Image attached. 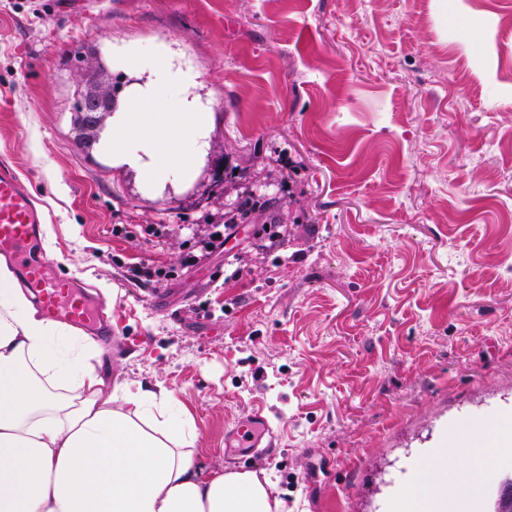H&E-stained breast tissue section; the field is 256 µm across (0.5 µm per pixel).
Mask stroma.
<instances>
[{"instance_id": "stroma-1", "label": "stroma", "mask_w": 512, "mask_h": 512, "mask_svg": "<svg viewBox=\"0 0 512 512\" xmlns=\"http://www.w3.org/2000/svg\"><path fill=\"white\" fill-rule=\"evenodd\" d=\"M79 46L123 100L117 55L196 73L186 180L113 159L111 122L76 142ZM1 166L112 314L95 366L181 402L202 470L260 405L280 448L245 468L287 512H390L430 449L512 420V0H0Z\"/></svg>"}]
</instances>
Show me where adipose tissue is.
Wrapping results in <instances>:
<instances>
[{
  "label": "adipose tissue",
  "mask_w": 512,
  "mask_h": 512,
  "mask_svg": "<svg viewBox=\"0 0 512 512\" xmlns=\"http://www.w3.org/2000/svg\"><path fill=\"white\" fill-rule=\"evenodd\" d=\"M192 72L154 66L112 116V153L147 181L188 174L206 126ZM179 150L164 157L166 138ZM91 346L38 314L0 265V512H282L269 480L202 471L196 428L161 388H108ZM501 448L431 449L391 512H448V494L483 481Z\"/></svg>",
  "instance_id": "1"
}]
</instances>
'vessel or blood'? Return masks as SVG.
<instances>
[{"instance_id": "b4317fda", "label": "vessel or blood", "mask_w": 512, "mask_h": 512, "mask_svg": "<svg viewBox=\"0 0 512 512\" xmlns=\"http://www.w3.org/2000/svg\"><path fill=\"white\" fill-rule=\"evenodd\" d=\"M45 224V214L29 186L12 170L0 168V257L15 267L47 318L111 342L112 322L104 304L87 286L62 280L44 250ZM275 449L268 419L260 409L224 435V450L235 460Z\"/></svg>"}]
</instances>
